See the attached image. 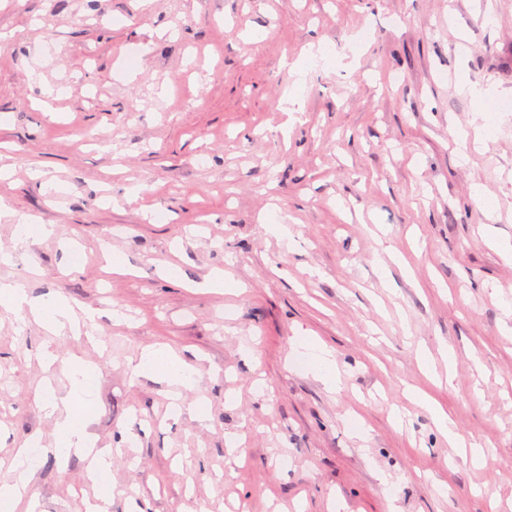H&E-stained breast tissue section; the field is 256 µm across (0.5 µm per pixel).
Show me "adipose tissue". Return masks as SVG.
Wrapping results in <instances>:
<instances>
[{
  "instance_id": "ef3b65f1",
  "label": "adipose tissue",
  "mask_w": 512,
  "mask_h": 512,
  "mask_svg": "<svg viewBox=\"0 0 512 512\" xmlns=\"http://www.w3.org/2000/svg\"><path fill=\"white\" fill-rule=\"evenodd\" d=\"M0 309L7 312L29 310L51 332L64 328L75 331L80 327L76 307L69 300L60 297L32 300L21 288L8 282H0ZM133 371L136 375L155 377L186 389L193 388L198 382L197 374L188 362L161 346L144 349ZM68 372L71 378L69 393L45 404L49 413L57 417L54 452L61 457L74 454L89 458L91 476L98 482H107L111 453L106 449L94 450V442L86 431L99 371L96 366L77 360L70 363Z\"/></svg>"
}]
</instances>
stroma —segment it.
<instances>
[{
	"mask_svg": "<svg viewBox=\"0 0 512 512\" xmlns=\"http://www.w3.org/2000/svg\"><path fill=\"white\" fill-rule=\"evenodd\" d=\"M472 86L512 100V0H0V199L56 227L0 219V281L96 313L85 338L0 311V477L54 442L77 356L116 491L49 455L35 512H512V111L461 160ZM155 344L194 388L132 376Z\"/></svg>",
	"mask_w": 512,
	"mask_h": 512,
	"instance_id": "1",
	"label": "stroma"
}]
</instances>
